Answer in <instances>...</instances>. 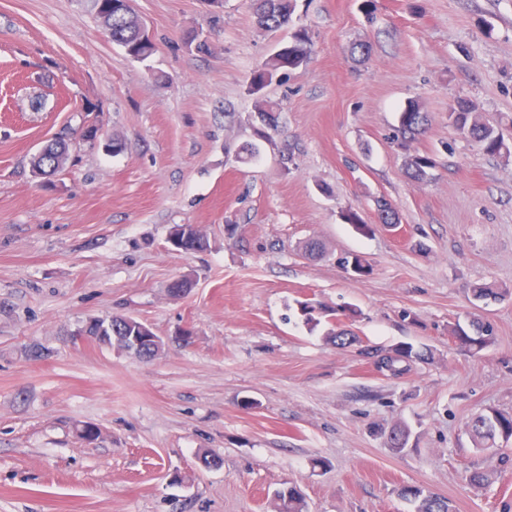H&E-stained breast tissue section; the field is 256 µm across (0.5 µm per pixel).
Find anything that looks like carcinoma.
Listing matches in <instances>:
<instances>
[{"mask_svg": "<svg viewBox=\"0 0 512 512\" xmlns=\"http://www.w3.org/2000/svg\"><path fill=\"white\" fill-rule=\"evenodd\" d=\"M91 2L97 20H106L105 29L112 42L122 47L126 54L133 55L135 59L144 55L141 50L131 53L138 40V17L131 11L116 10L104 16L99 9L100 0ZM295 11L296 0H256L257 24L266 32L276 31L290 24ZM310 52L311 40L306 29L295 30L291 39L281 45L267 62L254 71L251 86L257 91L263 90L277 75L303 66ZM448 121L458 134L472 140L486 155H507L512 152L498 126L483 119L465 101H458L450 106ZM427 122V115L420 111L417 104L410 102L399 114L394 138L406 148L410 141L426 132ZM62 156H69V145L61 140L52 141L47 144L45 153L33 157L32 168L50 177L61 169L59 165H52V160ZM435 167L436 160L428 154H410L406 160V173L409 178L416 181L424 180L428 176V171ZM377 215L382 224L389 227L398 224L396 208L386 199L377 201ZM507 294L508 291H499L487 284L478 285L473 289V295L478 300H501ZM112 330L119 336H132L139 330V320L126 315H114ZM491 335V326L480 320L472 321L467 330L460 326L454 329V336L458 338L461 346L470 351H479L486 347L491 341ZM422 357L423 354L415 351L413 346L400 345L383 355L378 364L380 369L389 372L390 375L399 376L410 370V362L420 360ZM466 428L476 446L482 449L492 448L498 439L506 443L512 439V415L490 409L468 420ZM388 439L390 448L400 453L408 445L409 434L405 429L396 427L389 433ZM399 494L415 504V512H453L451 502L447 498L426 494L417 486H403L399 489ZM275 512H306L305 500L297 487L290 486L277 492Z\"/></svg>", "mask_w": 512, "mask_h": 512, "instance_id": "obj_1", "label": "carcinoma"}]
</instances>
